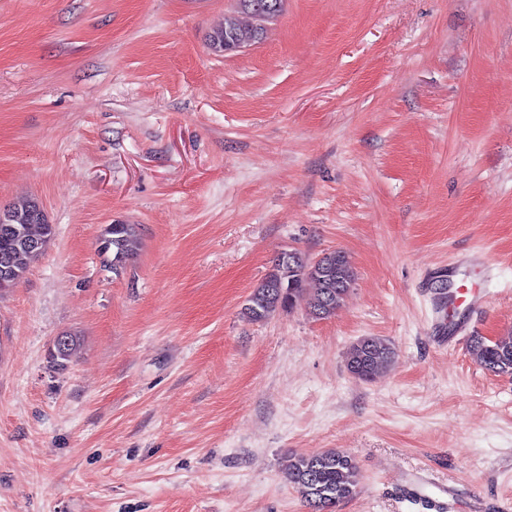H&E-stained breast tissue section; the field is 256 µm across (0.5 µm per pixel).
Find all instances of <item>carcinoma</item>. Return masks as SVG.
Masks as SVG:
<instances>
[{"label": "carcinoma", "instance_id": "obj_1", "mask_svg": "<svg viewBox=\"0 0 512 512\" xmlns=\"http://www.w3.org/2000/svg\"><path fill=\"white\" fill-rule=\"evenodd\" d=\"M236 9L224 16V23L212 30L209 46L223 51L224 37L239 42L256 43L262 32L242 16L248 14L244 0H236ZM1 224H18L26 228L29 238L41 242L31 247L27 240L10 241L0 238V256H8L13 276L0 291L14 287L26 274L50 242L54 229L39 201L26 200L11 208L0 210ZM139 247L138 229L133 224H108L97 240V251L117 272ZM315 285L306 293L305 283ZM355 283V272L345 253L335 251L320 260H311L298 250H285L275 259L271 270L253 289L244 308L252 322H263L278 310L291 311L304 304L311 315L327 319L343 304ZM63 349L49 353L50 363L58 368L66 366L80 346L79 337L66 335ZM470 349L476 361L485 370L497 374H512V335L487 340L474 336ZM396 357L395 348L385 339L364 336L348 349L346 368L361 382H370ZM283 473L288 484L301 494L309 512H334L341 502L351 498L358 488L360 473L357 465L341 452L331 449L314 454H290L286 457Z\"/></svg>", "mask_w": 512, "mask_h": 512}]
</instances>
